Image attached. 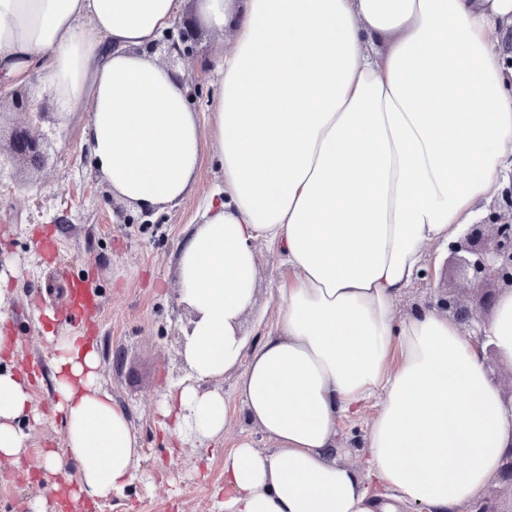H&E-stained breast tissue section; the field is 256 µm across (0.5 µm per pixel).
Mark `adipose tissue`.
Wrapping results in <instances>:
<instances>
[{
  "label": "adipose tissue",
  "instance_id": "obj_1",
  "mask_svg": "<svg viewBox=\"0 0 512 512\" xmlns=\"http://www.w3.org/2000/svg\"><path fill=\"white\" fill-rule=\"evenodd\" d=\"M178 0H0V81L41 78L56 112L90 111V167L127 205L181 202L204 152L223 174L178 246L185 379L160 414L183 443L219 440L236 415L268 439L224 455V512H460L512 448V407L486 348L512 363V290L485 345L398 301L429 245L445 244L512 178V68L497 49L512 0H197L231 30L200 122L148 53ZM287 270L276 326L253 339L258 244ZM53 415L66 448L39 452L53 490L111 499L139 442L98 379L87 336L53 337ZM236 376V401L215 384ZM366 469L338 458L367 401ZM33 412L21 370H0V459L21 463Z\"/></svg>",
  "mask_w": 512,
  "mask_h": 512
}]
</instances>
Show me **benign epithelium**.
Masks as SVG:
<instances>
[{"label": "benign epithelium", "instance_id": "1", "mask_svg": "<svg viewBox=\"0 0 512 512\" xmlns=\"http://www.w3.org/2000/svg\"><path fill=\"white\" fill-rule=\"evenodd\" d=\"M177 27L178 35H165L151 48V53L160 54L171 67L194 53V45L189 40L188 19L177 22ZM11 103L25 116V121L11 132L7 146L0 145V173L8 166L19 164L39 169L45 161L46 137L42 130L45 105L32 98L25 88L11 92ZM451 253L455 258L456 275L469 291L478 295V302L470 306L460 295L447 290L429 305L463 322L466 326L464 334L479 341L481 317L489 312L502 291L512 288V178L498 194L483 221L473 225L466 237L451 245ZM491 485L488 494L481 496L468 512H512L498 507V498L505 493L512 501V449L503 455Z\"/></svg>", "mask_w": 512, "mask_h": 512}]
</instances>
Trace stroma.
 <instances>
[{
    "label": "stroma",
    "instance_id": "obj_1",
    "mask_svg": "<svg viewBox=\"0 0 512 512\" xmlns=\"http://www.w3.org/2000/svg\"><path fill=\"white\" fill-rule=\"evenodd\" d=\"M89 113L66 119L49 114L43 130L51 144L49 159L38 172L17 167L0 174V268L8 270L11 296L7 319L0 323L15 359L35 370L34 404L44 418L26 425L33 448L63 449L65 432L50 416L52 345L47 331L87 330L97 341L102 386L128 415L140 444L136 477L112 499L91 506L69 503L65 512H224V451L238 440L267 447L263 433L234 418L219 444L203 448L168 446L163 440L158 403L171 383L183 379L179 338L190 315L178 301V245L198 223L221 173L211 153H204L191 193L180 203L152 211L140 223L138 208L122 203L96 178L84 161L82 130ZM58 242L55 260L44 258L40 237ZM259 289L255 311L245 315L243 332L265 335L276 317L275 289L285 273L277 248L257 247ZM448 245L426 250L425 276L400 299V313L434 300L440 288L455 286ZM86 282L97 299L85 316L70 313L67 284ZM54 311L55 322L39 317ZM122 363H114L115 353ZM36 462L0 460V512H30L42 491L30 476Z\"/></svg>",
    "mask_w": 512,
    "mask_h": 512
}]
</instances>
